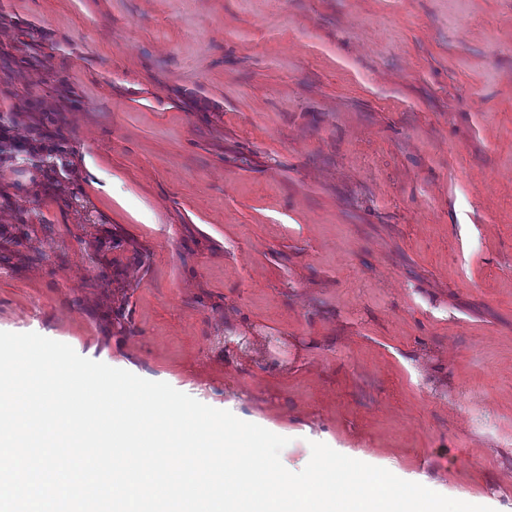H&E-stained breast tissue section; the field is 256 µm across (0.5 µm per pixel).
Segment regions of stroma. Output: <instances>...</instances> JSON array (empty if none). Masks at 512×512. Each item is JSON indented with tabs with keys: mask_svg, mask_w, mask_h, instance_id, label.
I'll return each mask as SVG.
<instances>
[{
	"mask_svg": "<svg viewBox=\"0 0 512 512\" xmlns=\"http://www.w3.org/2000/svg\"><path fill=\"white\" fill-rule=\"evenodd\" d=\"M1 112L0 331L512 512V0H0Z\"/></svg>",
	"mask_w": 512,
	"mask_h": 512,
	"instance_id": "obj_1",
	"label": "stroma"
}]
</instances>
